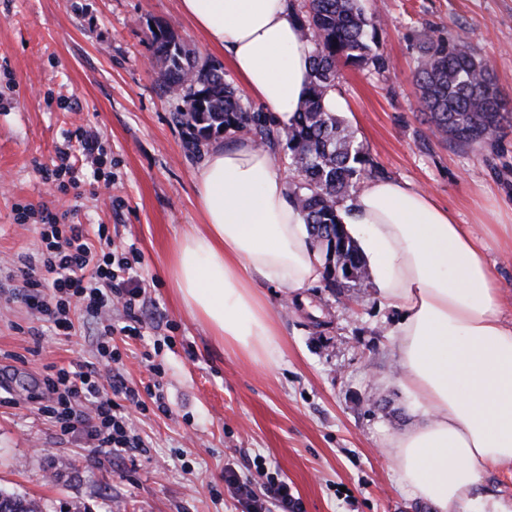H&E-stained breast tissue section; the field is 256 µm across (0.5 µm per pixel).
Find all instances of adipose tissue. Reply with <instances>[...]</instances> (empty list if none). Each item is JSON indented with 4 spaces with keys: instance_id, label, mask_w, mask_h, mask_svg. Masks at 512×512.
Instances as JSON below:
<instances>
[{
    "instance_id": "ef3b65f1",
    "label": "adipose tissue",
    "mask_w": 512,
    "mask_h": 512,
    "mask_svg": "<svg viewBox=\"0 0 512 512\" xmlns=\"http://www.w3.org/2000/svg\"><path fill=\"white\" fill-rule=\"evenodd\" d=\"M241 86L287 122L310 80L307 42L290 0H182ZM204 229L190 228L169 277L192 315L224 345L271 361L278 329L262 281L292 292L324 271L303 217L288 199L273 150L249 137L208 149L194 184ZM382 305L401 310L391 331L401 383L425 424L390 440L399 481L434 512H467L483 474L512 464V320L486 237L408 183L370 179L341 206Z\"/></svg>"
}]
</instances>
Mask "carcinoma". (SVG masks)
<instances>
[{
	"mask_svg": "<svg viewBox=\"0 0 512 512\" xmlns=\"http://www.w3.org/2000/svg\"><path fill=\"white\" fill-rule=\"evenodd\" d=\"M295 12L312 60L310 85L305 101L282 125L254 110L224 80L222 67L200 60L167 26L159 25L153 32L154 56L163 84L180 91L183 109L176 120L186 128L192 147L241 133L272 149L285 146L289 166L297 174L288 185V197L302 214L312 245L325 257V287L344 288L350 282L357 286L367 278V264L345 230L341 203L373 170L363 144L336 115L327 94L336 87L339 61L375 70L386 67L371 47L379 23L364 12L359 0H308L306 10ZM414 79L421 112L446 141L480 145L512 128V97L461 33L446 38L423 33ZM338 262L350 264L355 277L336 281L332 265ZM0 512L41 508L34 500L0 491Z\"/></svg>",
	"mask_w": 512,
	"mask_h": 512,
	"instance_id": "cac0c4a2",
	"label": "carcinoma"
}]
</instances>
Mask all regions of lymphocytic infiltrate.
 Segmentation results:
<instances>
[{"mask_svg":"<svg viewBox=\"0 0 512 512\" xmlns=\"http://www.w3.org/2000/svg\"><path fill=\"white\" fill-rule=\"evenodd\" d=\"M40 246L34 258L19 269L23 285L15 294L38 318L52 321L63 335H71L73 311H81L96 325L97 359L52 368L43 379L44 413L61 433H79L97 451L115 458L145 452L147 445L135 434L122 404L144 409L143 395H156L161 370L151 366L153 380L144 388L128 385L113 371L121 354L112 346L115 328L110 314L121 305L126 323L124 336L141 334L144 290L137 275L140 255L136 249L121 253L99 252L90 243L83 225L64 223L50 208L42 210ZM224 481L248 512H297L299 504L287 483H270L256 495L249 482L236 473Z\"/></svg>","mask_w":512,"mask_h":512,"instance_id":"1","label":"lymphocytic infiltrate"}]
</instances>
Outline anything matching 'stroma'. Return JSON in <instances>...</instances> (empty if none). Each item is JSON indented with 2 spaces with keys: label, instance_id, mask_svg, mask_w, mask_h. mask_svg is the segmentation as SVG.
<instances>
[{
  "label": "stroma",
  "instance_id": "obj_1",
  "mask_svg": "<svg viewBox=\"0 0 512 512\" xmlns=\"http://www.w3.org/2000/svg\"><path fill=\"white\" fill-rule=\"evenodd\" d=\"M381 22L387 67L338 64L337 114L384 178L429 192L459 223L512 225V131L458 147L436 137L413 81L420 35L464 32L512 96V0H361ZM173 28L200 58L223 63L181 0H0V490L43 512H244L227 491L235 471L264 493L287 482L301 512H430L400 486L391 439L423 423L399 381L389 335L397 310L374 282L292 293L257 289L275 318L280 352L256 364L225 348L181 302L168 275L188 224H203L194 183L207 152L188 149L173 119L182 100L163 88L152 32ZM102 151L77 157V188L59 193L40 169L77 130ZM111 188H93L94 175ZM53 206L112 245L135 247L145 290L141 335H115L130 385L163 371L168 414L133 413L148 451L112 458L62 434L37 410L52 366L91 362L86 324L57 335L12 301L22 259L39 247L40 211ZM512 317V238L489 240Z\"/></svg>",
  "mask_w": 512,
  "mask_h": 512
}]
</instances>
